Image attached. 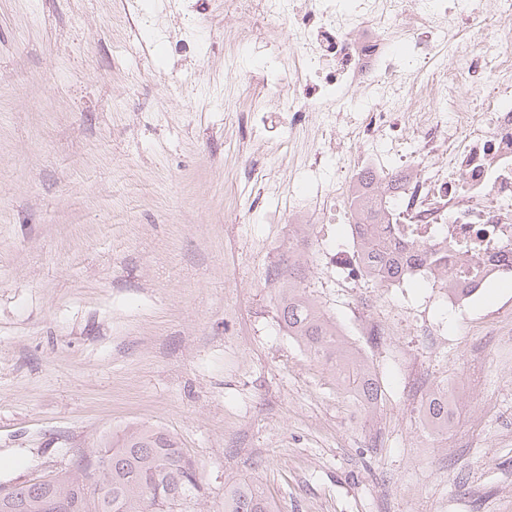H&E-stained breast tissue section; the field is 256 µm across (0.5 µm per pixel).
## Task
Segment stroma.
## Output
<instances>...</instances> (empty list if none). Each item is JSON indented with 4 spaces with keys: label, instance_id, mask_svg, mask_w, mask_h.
I'll return each mask as SVG.
<instances>
[{
    "label": "stroma",
    "instance_id": "35a3bbf8",
    "mask_svg": "<svg viewBox=\"0 0 512 512\" xmlns=\"http://www.w3.org/2000/svg\"><path fill=\"white\" fill-rule=\"evenodd\" d=\"M244 26L224 0H0V487L144 424L198 465L186 512H224L242 481L278 512H512V277L466 307L420 275L350 282L346 181L369 148L273 109L245 125L267 86L224 68ZM299 191L340 218L311 228L313 295L389 329L359 342L375 407L280 324L265 276ZM452 411L448 400V389L438 390L428 400L425 406V419L428 425L437 433L448 432Z\"/></svg>",
    "mask_w": 512,
    "mask_h": 512
}]
</instances>
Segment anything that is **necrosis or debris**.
<instances>
[{
	"mask_svg": "<svg viewBox=\"0 0 512 512\" xmlns=\"http://www.w3.org/2000/svg\"><path fill=\"white\" fill-rule=\"evenodd\" d=\"M481 48L460 21L482 0H224L230 13L287 27L274 65L258 62L291 124L336 122L335 103L353 95L361 120L346 139L383 144L402 115L414 146L408 174L386 194L401 231L448 245L454 278L489 279L512 268V0H499ZM441 154L443 164L429 163Z\"/></svg>",
	"mask_w": 512,
	"mask_h": 512,
	"instance_id": "1",
	"label": "necrosis or debris"
}]
</instances>
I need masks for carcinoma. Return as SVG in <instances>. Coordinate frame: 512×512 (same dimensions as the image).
I'll list each match as a JSON object with an SVG mask.
<instances>
[{
  "mask_svg": "<svg viewBox=\"0 0 512 512\" xmlns=\"http://www.w3.org/2000/svg\"><path fill=\"white\" fill-rule=\"evenodd\" d=\"M372 183L373 174L366 171L350 194L355 263L382 287L422 273L434 285L451 293L458 291L456 282L448 276V248L402 235L391 221L390 202ZM271 273L282 279L277 311L288 335L324 367L339 389L355 395L363 407L374 406L379 391L376 377L364 365L355 363L356 354L345 347L336 320L309 292L293 252L282 256ZM451 414L448 391L444 389L434 393L425 406L426 422L437 433L448 429ZM104 451L112 453V471L103 477L106 493L96 494L93 485L72 488L67 512H154L156 503L163 507L162 512H183V505L197 491L195 462L173 436L160 428L132 426L115 442L104 444ZM67 484L68 473L60 472L39 494L20 489L11 496L0 495V512H47V499ZM224 512H274V505L259 485L245 481L224 493Z\"/></svg>",
  "mask_w": 512,
  "mask_h": 512,
  "instance_id": "cac0c4a2",
  "label": "carcinoma"
}]
</instances>
